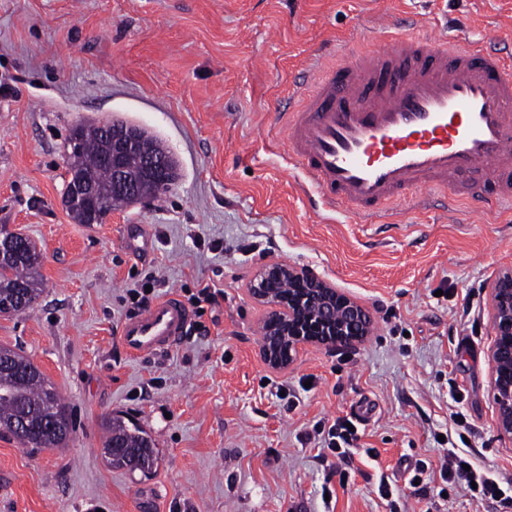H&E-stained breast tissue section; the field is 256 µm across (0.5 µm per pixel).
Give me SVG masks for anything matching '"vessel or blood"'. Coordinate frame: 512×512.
I'll return each instance as SVG.
<instances>
[{
	"label": "vessel or blood",
	"mask_w": 512,
	"mask_h": 512,
	"mask_svg": "<svg viewBox=\"0 0 512 512\" xmlns=\"http://www.w3.org/2000/svg\"><path fill=\"white\" fill-rule=\"evenodd\" d=\"M382 51L341 53L298 80L277 115L288 157L319 207L345 205L399 224L410 188L459 194L462 179L490 187L489 208L512 206V54L492 39L410 35L385 26ZM191 313L170 296L129 317L135 356L178 343Z\"/></svg>",
	"instance_id": "vessel-or-blood-1"
}]
</instances>
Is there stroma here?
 Returning <instances> with one entry per match:
<instances>
[{
	"label": "stroma",
	"instance_id": "35a3bbf8",
	"mask_svg": "<svg viewBox=\"0 0 512 512\" xmlns=\"http://www.w3.org/2000/svg\"><path fill=\"white\" fill-rule=\"evenodd\" d=\"M383 16L421 34L446 21L493 33L512 53V0H0V226L35 242L45 282L31 309L0 316V346L39 368L75 426L62 449L0 432V512H498L443 483L436 438L465 434L475 466L512 477L490 386L491 286L512 270V217L473 200L443 211L439 191L429 208L408 193L399 226L315 210L269 143L289 79L326 49L382 48ZM113 117L161 140L179 179L75 223L61 200L70 130ZM271 260L364 306L369 336L269 368L249 288ZM150 276L163 297L203 284L224 297L203 332L133 357L119 328ZM363 403L357 445L378 459L323 456L322 429ZM111 414L152 437L151 473L108 464ZM419 460L431 477L413 488Z\"/></svg>",
	"mask_w": 512,
	"mask_h": 512
}]
</instances>
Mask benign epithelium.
<instances>
[{"instance_id":"benign-epithelium-1","label":"benign epithelium","mask_w":512,"mask_h":512,"mask_svg":"<svg viewBox=\"0 0 512 512\" xmlns=\"http://www.w3.org/2000/svg\"><path fill=\"white\" fill-rule=\"evenodd\" d=\"M92 129L108 139L112 163V192L120 193L130 203L142 200L140 181L147 180L162 187L173 185L178 177L174 157L157 154L145 143L142 128L122 119L99 120ZM140 155L138 174L129 172L126 160ZM96 195L94 183L87 177H74L68 172L63 191L65 207L85 209L89 223L98 221L90 206ZM275 276L288 281V293L276 296L263 288V281ZM250 293L269 312L263 321L264 336L260 357L273 369L288 367L307 345L327 348L351 347L369 335L372 321L365 308L338 291L316 272L277 262L261 266L252 280ZM494 344L491 389L495 399L500 434L512 440V271L501 274L491 289Z\"/></svg>"}]
</instances>
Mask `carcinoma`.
Instances as JSON below:
<instances>
[{
  "label": "carcinoma",
  "instance_id": "cac0c4a2",
  "mask_svg": "<svg viewBox=\"0 0 512 512\" xmlns=\"http://www.w3.org/2000/svg\"><path fill=\"white\" fill-rule=\"evenodd\" d=\"M79 141V150L71 156L69 165L94 172L102 193L99 212L104 217L112 207L125 203V199L112 194V172L101 164L105 151L102 137L83 130ZM0 235L11 237L14 252L11 259L0 263V306H5L11 315L19 314L33 307L42 293L41 254L22 234L1 226ZM2 353L12 355L13 363L6 368L0 366V430L11 432L12 423L23 417L28 423L31 447H65L70 435L59 427H49L64 415L59 396L28 358L1 346ZM102 427L104 449L111 448L114 443L124 446L125 453L109 459L112 466L124 468L135 460L142 471L153 469L157 461L155 444L141 427L130 426L122 418L112 415L104 419Z\"/></svg>",
  "mask_w": 512,
  "mask_h": 512
}]
</instances>
